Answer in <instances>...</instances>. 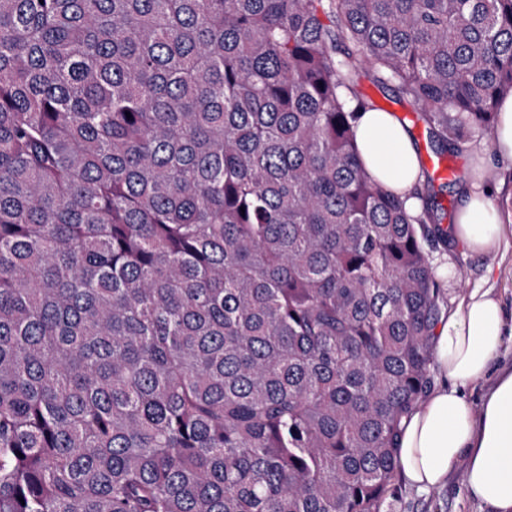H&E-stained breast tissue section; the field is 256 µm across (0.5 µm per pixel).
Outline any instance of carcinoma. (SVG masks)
<instances>
[{"label": "carcinoma", "mask_w": 512, "mask_h": 512, "mask_svg": "<svg viewBox=\"0 0 512 512\" xmlns=\"http://www.w3.org/2000/svg\"><path fill=\"white\" fill-rule=\"evenodd\" d=\"M363 77L495 141L512 0H0V512H386L450 239ZM364 92L381 108L389 112L372 110L363 112L354 132L355 145L367 172L388 191L405 201L409 212L419 206L415 192L423 164L432 172L437 159L429 157V145L424 126L417 121L411 105L399 103L384 95L370 80L363 81ZM394 112V113H393ZM404 118L410 133L399 119ZM430 146V145H429Z\"/></svg>", "instance_id": "1"}]
</instances>
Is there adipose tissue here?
I'll return each mask as SVG.
<instances>
[{"label": "adipose tissue", "mask_w": 512, "mask_h": 512, "mask_svg": "<svg viewBox=\"0 0 512 512\" xmlns=\"http://www.w3.org/2000/svg\"><path fill=\"white\" fill-rule=\"evenodd\" d=\"M354 139L367 172L415 211L421 158L397 115L363 113ZM504 231L484 192L465 188L453 242L488 253L499 248ZM505 333L500 301L477 289L437 326L434 360L443 384L422 400L399 438V471L416 489L442 486L459 465L472 499L491 512H512V367L493 366ZM485 380L491 386L473 406L467 391Z\"/></svg>", "instance_id": "obj_1"}]
</instances>
